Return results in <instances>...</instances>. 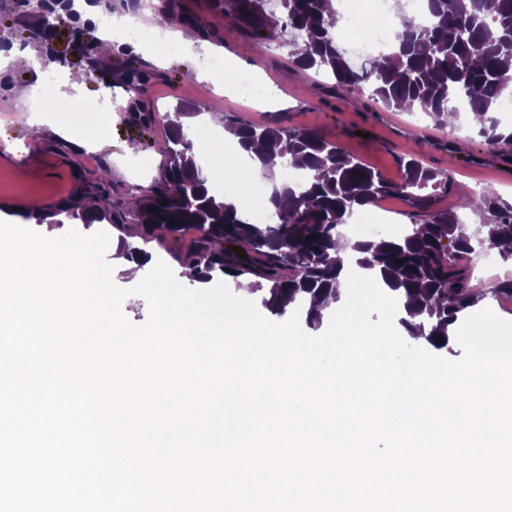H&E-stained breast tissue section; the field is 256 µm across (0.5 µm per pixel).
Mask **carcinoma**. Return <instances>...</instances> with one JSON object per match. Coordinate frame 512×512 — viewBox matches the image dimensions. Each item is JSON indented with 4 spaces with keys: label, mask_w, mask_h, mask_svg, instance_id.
Here are the masks:
<instances>
[{
    "label": "carcinoma",
    "mask_w": 512,
    "mask_h": 512,
    "mask_svg": "<svg viewBox=\"0 0 512 512\" xmlns=\"http://www.w3.org/2000/svg\"><path fill=\"white\" fill-rule=\"evenodd\" d=\"M453 9H448V2ZM205 0L209 10L232 17L234 26L265 45L287 33L294 47L292 63L302 70L328 76L331 90L351 94L370 91V97L392 107L401 101L418 104L433 124L443 126L466 114L477 135L490 147L512 154V128L494 113L512 96V0H427L428 23L419 25L401 16L396 31L397 49L365 64H356L339 46L336 12L330 0ZM194 115L178 105L174 114L136 113V117L168 128L167 163L161 179L138 198L135 217L141 238L164 244L181 238L186 229L197 231L176 258L183 266L199 267L204 281L235 278L248 270L267 284L263 307L285 313L290 304L300 309L306 324L317 329L325 313L318 297L342 303L340 278L357 269L373 271L405 313L398 323L403 331L422 338L437 350L448 347L463 320L491 294L512 298V279L491 289L473 276V256L498 243L512 242V202L494 189L477 198L467 197L452 208L438 207L440 194L452 191L451 174L423 166L416 159L400 162L402 179L395 182L349 155L340 145L314 130H285L274 126L237 124L224 117V127L238 138L242 149L263 145L280 158L279 168L305 175V182L273 185L267 197L271 224L245 216L238 207L213 193L193 152L182 119ZM397 195L412 208L411 222L397 234L379 235L348 244L340 255L342 228L354 213ZM97 214L92 222H107L121 232L111 194L95 196ZM157 212L151 213L149 209ZM81 203L63 202L35 214L38 223L60 215L79 217ZM480 211L483 222L466 223L462 211ZM175 224H170V220ZM163 226L167 236L154 235ZM318 237L310 240L308 236ZM243 252L248 258L237 257ZM403 264H397V261Z\"/></svg>",
    "instance_id": "1"
}]
</instances>
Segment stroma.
Here are the masks:
<instances>
[{"label": "stroma", "mask_w": 512, "mask_h": 512, "mask_svg": "<svg viewBox=\"0 0 512 512\" xmlns=\"http://www.w3.org/2000/svg\"><path fill=\"white\" fill-rule=\"evenodd\" d=\"M168 3L182 17L199 16L198 45L223 48L229 75L247 74L263 88L255 107L242 106L238 96L219 94L200 78V55L184 49L162 53L141 44L113 43L103 59L105 77L87 76L80 90H73L64 75L85 69V51L68 47L63 38L42 40L37 30L20 25L24 12L15 0H0V50L12 55L0 66L1 221L32 229L35 221L24 214L30 201L51 206L76 197L92 199L104 164L111 171L116 211H131L135 195L160 177L167 138L163 124L133 120L132 104L142 112L161 113L180 103L192 106L197 114L184 122L192 136L208 129L205 115L214 105L238 123L314 129L395 181L401 176L397 158L415 157L452 175L454 191L440 200L445 208L489 187L512 200V159L490 153L468 122L437 127L420 112L387 108L366 94L332 93L323 77L290 66L287 42L262 48L240 34L224 13L202 11L199 0ZM48 66L59 74L53 88L57 97L90 105L108 100L116 106L104 134L78 146L46 133L44 126L54 122V115L39 110L35 100L19 99L15 89L23 83L42 85ZM131 68L148 74L136 94L123 81Z\"/></svg>", "instance_id": "stroma-1"}]
</instances>
